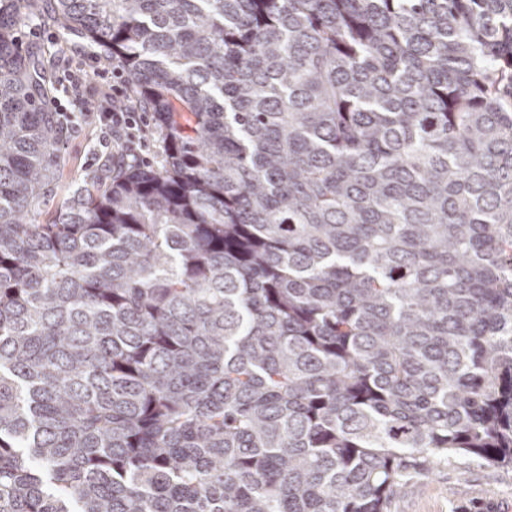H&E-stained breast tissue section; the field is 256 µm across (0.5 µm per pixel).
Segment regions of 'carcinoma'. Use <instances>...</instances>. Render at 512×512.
I'll return each instance as SVG.
<instances>
[{
    "label": "carcinoma",
    "instance_id": "cac0c4a2",
    "mask_svg": "<svg viewBox=\"0 0 512 512\" xmlns=\"http://www.w3.org/2000/svg\"><path fill=\"white\" fill-rule=\"evenodd\" d=\"M17 2L0 512H387L435 463L512 467V0H46L167 157L52 212Z\"/></svg>",
    "mask_w": 512,
    "mask_h": 512
}]
</instances>
